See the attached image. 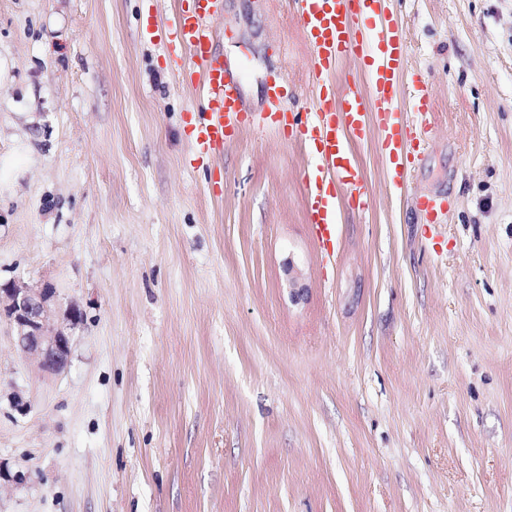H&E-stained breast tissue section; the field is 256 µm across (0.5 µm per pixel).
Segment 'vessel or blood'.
I'll return each mask as SVG.
<instances>
[{"label": "vessel or blood", "mask_w": 512, "mask_h": 512, "mask_svg": "<svg viewBox=\"0 0 512 512\" xmlns=\"http://www.w3.org/2000/svg\"><path fill=\"white\" fill-rule=\"evenodd\" d=\"M302 34L313 52L317 83L314 111L290 108L296 92L287 81L267 89L271 107L256 112L247 107L240 75L214 48V23L224 11L223 0H186L172 16L159 40L182 49L177 66L198 91L199 109L191 113V139L196 159L223 152L241 129L287 133L310 148L314 167L303 175L307 221L322 262L333 263L339 252L337 211L341 201L368 208L372 189L350 148L354 139L377 131L393 187H401L403 158L419 131L428 130L430 91L418 81L414 120L398 111L400 84L406 64L405 37L384 13V0H290ZM357 59L368 82L330 85L328 79L346 58Z\"/></svg>", "instance_id": "1"}]
</instances>
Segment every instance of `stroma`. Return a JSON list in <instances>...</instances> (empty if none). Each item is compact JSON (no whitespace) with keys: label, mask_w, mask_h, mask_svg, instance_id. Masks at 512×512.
Returning <instances> with one entry per match:
<instances>
[{"label":"stroma","mask_w":512,"mask_h":512,"mask_svg":"<svg viewBox=\"0 0 512 512\" xmlns=\"http://www.w3.org/2000/svg\"><path fill=\"white\" fill-rule=\"evenodd\" d=\"M388 2L426 162L397 189L376 132L354 144L373 197L327 265L310 149L245 129L194 161L196 92L144 35L180 0H0V282L82 312L57 375L0 319V461L26 476L0 512H512V0ZM215 26L249 108L281 79L312 106L289 0Z\"/></svg>","instance_id":"obj_1"}]
</instances>
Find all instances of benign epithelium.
Listing matches in <instances>:
<instances>
[{"label": "benign epithelium", "mask_w": 512, "mask_h": 512, "mask_svg": "<svg viewBox=\"0 0 512 512\" xmlns=\"http://www.w3.org/2000/svg\"><path fill=\"white\" fill-rule=\"evenodd\" d=\"M56 307V289L48 282L29 285L13 279L0 283V317L12 326L15 347L48 374H59L67 367L72 329L82 319L81 310L71 304L63 321L55 324L52 316Z\"/></svg>", "instance_id": "obj_1"}]
</instances>
